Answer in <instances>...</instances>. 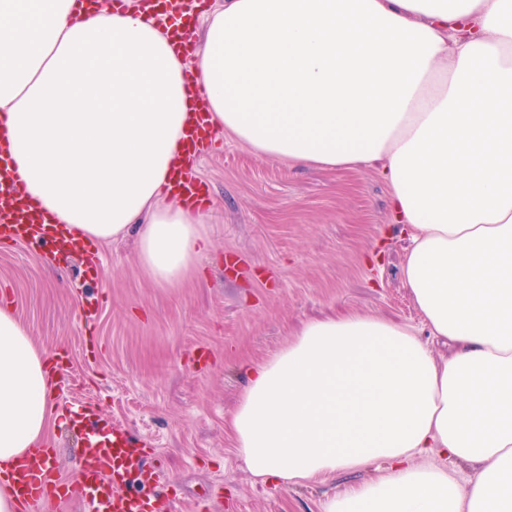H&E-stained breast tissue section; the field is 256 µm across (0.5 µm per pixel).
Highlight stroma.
I'll use <instances>...</instances> for the list:
<instances>
[{
  "label": "stroma",
  "mask_w": 512,
  "mask_h": 512,
  "mask_svg": "<svg viewBox=\"0 0 512 512\" xmlns=\"http://www.w3.org/2000/svg\"><path fill=\"white\" fill-rule=\"evenodd\" d=\"M211 248L197 273L164 288L144 272L135 236L98 246V274L80 252L0 241V305H11L38 348L64 368L50 402L58 419L50 465L80 481L91 404L123 425L159 478L158 512H319L374 468L295 488L257 482L224 428L246 384L243 362L277 351L303 324L351 312L423 327L401 273L407 240L375 167L287 164L217 132L197 166ZM93 312L92 326L83 315Z\"/></svg>",
  "instance_id": "stroma-1"
}]
</instances>
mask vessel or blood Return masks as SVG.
<instances>
[{
    "label": "vessel or blood",
    "mask_w": 512,
    "mask_h": 512,
    "mask_svg": "<svg viewBox=\"0 0 512 512\" xmlns=\"http://www.w3.org/2000/svg\"><path fill=\"white\" fill-rule=\"evenodd\" d=\"M209 133L210 126L203 108H195L194 121L186 131L187 151L193 156H200ZM9 153V145L0 142V239L34 240L55 249L74 246V239L56 226L47 224L35 205L15 209L14 203L23 181L9 169ZM176 188L178 195L190 205L202 204L209 192L207 185L186 166L180 169ZM53 454V449L40 448L11 469L8 479L20 512H49L51 507L72 497L86 501L91 512H153L151 498L124 489V475L143 472L144 460L137 443L121 426H110L104 439H89L84 448L86 479L81 483L73 485L46 476L47 464Z\"/></svg>",
    "instance_id": "vessel-or-blood-1"
}]
</instances>
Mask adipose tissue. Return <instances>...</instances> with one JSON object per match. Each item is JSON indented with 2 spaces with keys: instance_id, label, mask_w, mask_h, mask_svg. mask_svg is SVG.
I'll return each instance as SVG.
<instances>
[{
  "instance_id": "1",
  "label": "adipose tissue",
  "mask_w": 512,
  "mask_h": 512,
  "mask_svg": "<svg viewBox=\"0 0 512 512\" xmlns=\"http://www.w3.org/2000/svg\"><path fill=\"white\" fill-rule=\"evenodd\" d=\"M142 0H0V139L69 235L136 232L179 286L210 248L168 186L189 109L261 156L385 177L424 329L351 313L245 361L226 428L320 512H512V0H222L192 56ZM442 356H434V348ZM45 355L0 307V468L51 422Z\"/></svg>"
}]
</instances>
